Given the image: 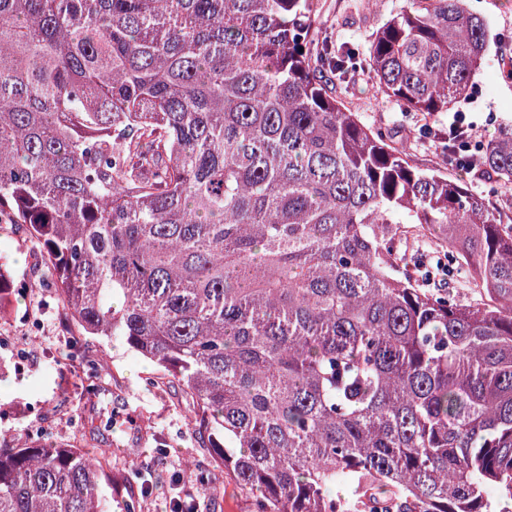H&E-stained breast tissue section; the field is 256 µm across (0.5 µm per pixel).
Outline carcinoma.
<instances>
[{"label": "carcinoma", "instance_id": "obj_1", "mask_svg": "<svg viewBox=\"0 0 512 512\" xmlns=\"http://www.w3.org/2000/svg\"><path fill=\"white\" fill-rule=\"evenodd\" d=\"M313 24L311 0H0V216L86 335L182 387L256 512H512V213L346 111ZM487 42L464 0H406L377 92L435 119ZM483 164L512 184V132ZM404 224L477 296L400 276ZM105 455L0 438V512H112Z\"/></svg>", "mask_w": 512, "mask_h": 512}]
</instances>
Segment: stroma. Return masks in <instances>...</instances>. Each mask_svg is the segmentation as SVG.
Masks as SVG:
<instances>
[{"label": "stroma", "mask_w": 512, "mask_h": 512, "mask_svg": "<svg viewBox=\"0 0 512 512\" xmlns=\"http://www.w3.org/2000/svg\"><path fill=\"white\" fill-rule=\"evenodd\" d=\"M490 40L480 71L454 106L486 144L512 127V0H465ZM404 0H313L318 51L351 52L356 65L335 90L372 131L424 168L446 166V151L420 115L375 89L368 40ZM0 265L12 302L0 314V437L35 438L106 449L112 512H172L193 489L198 512H252L232 474L212 461L191 425L178 385L120 342L85 335L57 307L46 254L23 225L0 222Z\"/></svg>", "instance_id": "stroma-1"}]
</instances>
